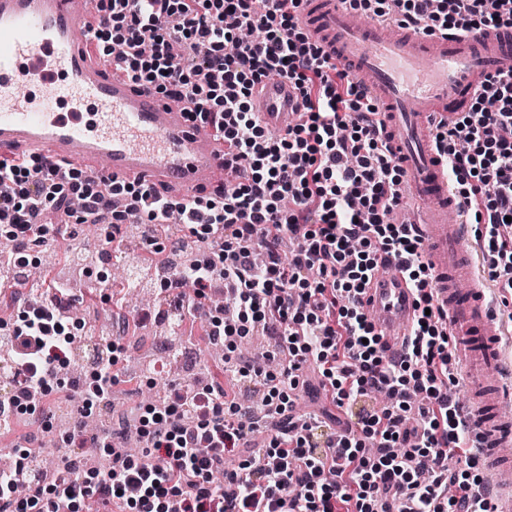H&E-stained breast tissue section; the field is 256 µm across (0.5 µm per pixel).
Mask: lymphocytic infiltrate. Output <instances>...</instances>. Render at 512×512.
Listing matches in <instances>:
<instances>
[{
	"instance_id": "obj_1",
	"label": "lymphocytic infiltrate",
	"mask_w": 512,
	"mask_h": 512,
	"mask_svg": "<svg viewBox=\"0 0 512 512\" xmlns=\"http://www.w3.org/2000/svg\"><path fill=\"white\" fill-rule=\"evenodd\" d=\"M106 23L89 45L103 64L158 93L186 101L190 119L229 145L227 190L173 200L137 183L91 180L73 211L78 169L58 172L35 159H0V234L36 249L70 224L109 211L107 240L120 225L146 235L178 215L207 256L176 271L190 278L187 314L224 350V369L261 380L262 411L219 382L174 388L140 409L141 455L126 427L67 435L57 468L45 472L29 449L0 475V512H491L480 491L479 450L467 414L448 395L458 385L448 315L427 287L432 268L412 225L398 224L402 171L382 137L384 122L361 85L312 46L298 28L301 0H98ZM353 10L431 32L512 27V0H349ZM288 79L303 119L271 141L251 106L261 78ZM435 142L483 248L486 274L512 296V76L493 80ZM397 260L417 290L409 336L389 354L360 296L380 254ZM223 286L236 315L208 303ZM58 282L45 284L50 300ZM48 304L18 312L0 331L9 351L15 414L49 418L66 385L73 339ZM268 333L287 366L268 371L243 358L239 338ZM314 387L353 412L343 431L330 414L297 411L293 394ZM207 393V406L198 403ZM105 454L90 475L82 462ZM240 457L238 467L225 463ZM463 459L452 468L448 459Z\"/></svg>"
}]
</instances>
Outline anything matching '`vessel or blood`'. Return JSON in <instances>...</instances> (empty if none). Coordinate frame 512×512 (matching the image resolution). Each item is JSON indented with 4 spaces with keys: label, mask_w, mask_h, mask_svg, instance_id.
<instances>
[{
    "label": "vessel or blood",
    "mask_w": 512,
    "mask_h": 512,
    "mask_svg": "<svg viewBox=\"0 0 512 512\" xmlns=\"http://www.w3.org/2000/svg\"><path fill=\"white\" fill-rule=\"evenodd\" d=\"M101 22L91 0H0V156L21 153L73 163L96 178L166 185L193 200L224 183V141L191 121L169 99L89 57L82 42ZM299 26L346 67L382 114L404 172L403 210L412 218L434 270L436 305L448 314L459 368L470 390L467 410L478 438L484 494L496 512H512V387L497 367L512 354L485 294L469 246L471 227L434 146L439 119L463 111L486 80L512 74V29L447 37L380 23L346 0H301ZM41 85L33 93L32 85ZM81 94L64 112L66 93ZM252 107L266 128L288 132L303 109L285 78L257 83ZM390 350H400L416 314L410 282L382 256L362 297Z\"/></svg>",
    "instance_id": "1"
}]
</instances>
